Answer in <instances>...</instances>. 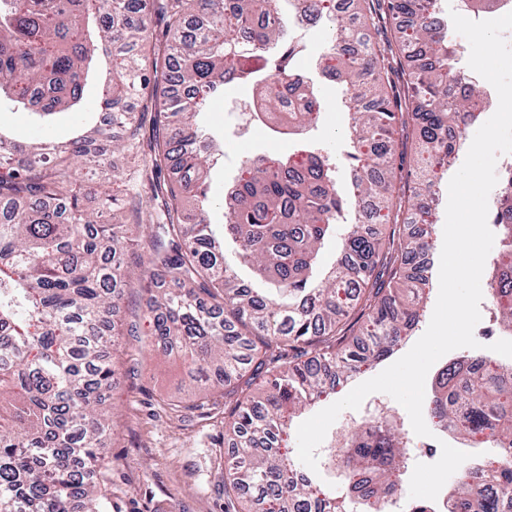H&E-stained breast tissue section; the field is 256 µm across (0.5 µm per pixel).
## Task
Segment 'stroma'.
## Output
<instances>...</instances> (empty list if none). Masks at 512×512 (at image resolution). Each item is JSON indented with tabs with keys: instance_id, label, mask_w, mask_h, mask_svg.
Wrapping results in <instances>:
<instances>
[{
	"instance_id": "1",
	"label": "stroma",
	"mask_w": 512,
	"mask_h": 512,
	"mask_svg": "<svg viewBox=\"0 0 512 512\" xmlns=\"http://www.w3.org/2000/svg\"><path fill=\"white\" fill-rule=\"evenodd\" d=\"M321 87L324 110L304 143L327 148L337 164L336 179L343 184L349 178L343 92L334 81ZM251 97V86L227 84L203 118L224 150L210 170L209 214L215 224L223 221L224 189L245 157L287 154L299 145L253 120ZM142 299L134 283L120 304L125 324L136 325L138 333L119 341L115 361L120 379L108 399L115 424L106 450L112 461L106 485L112 512H224V411L229 401L218 392L211 396L209 409L196 408L184 387L180 361L143 343L151 326L142 317Z\"/></svg>"
}]
</instances>
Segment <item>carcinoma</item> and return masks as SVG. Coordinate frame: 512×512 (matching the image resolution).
Segmentation results:
<instances>
[{"label": "carcinoma", "mask_w": 512, "mask_h": 512, "mask_svg": "<svg viewBox=\"0 0 512 512\" xmlns=\"http://www.w3.org/2000/svg\"><path fill=\"white\" fill-rule=\"evenodd\" d=\"M435 0H367L365 30L410 15L389 39L367 41L348 56L341 41L360 31L332 0L302 7L331 24L321 74L342 83L349 116L350 184L337 186L330 155L303 148L287 157L242 161L224 194L223 224H209L208 155L192 118L225 84L259 86L258 114L277 133L298 135L322 112L318 90L288 97L298 46L284 36L294 20L275 0H0V95L37 116L80 103L87 68L112 64L110 93L98 102L123 128L98 124L60 146L0 133V512H109L99 474L112 439L103 406L115 383L113 347L122 335L118 302L132 280L147 287L144 317L151 343L187 362L199 391L224 390L234 402L224 460L226 512H351L314 475L299 472L281 447L289 422L336 393V380L365 372L392 355L418 324L415 283L437 220L428 199L432 173L463 145L480 91L457 65ZM417 90L418 175L398 190L393 135L406 127L391 79ZM140 98L131 112L127 99ZM135 165L121 192L152 221L147 261L116 207L111 178L91 185L80 171H102L108 155ZM175 178L161 179L165 167ZM99 209L84 207L87 194ZM360 208L390 228L379 237L345 213ZM499 225L494 257L512 269V196L494 194ZM427 226L407 233L402 215ZM344 224L340 254L322 270L325 238ZM235 246L227 259L226 241ZM269 284L253 288L237 265ZM488 302L512 334V278L487 273ZM463 355L444 366L427 411L441 432L496 452L458 469L452 503L421 500L409 512H512V367ZM404 433L382 417L347 426L336 466L363 512H384L403 477Z\"/></svg>", "instance_id": "1"}]
</instances>
